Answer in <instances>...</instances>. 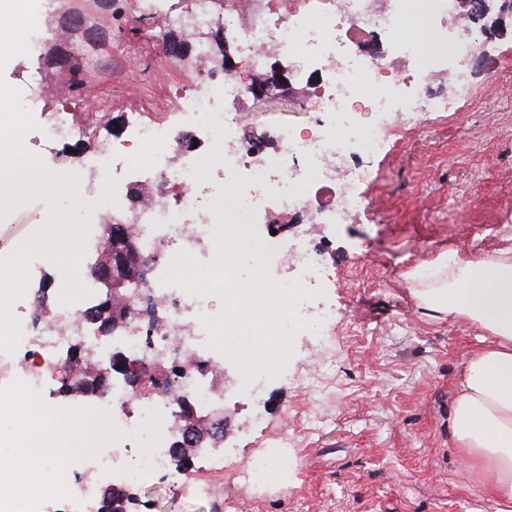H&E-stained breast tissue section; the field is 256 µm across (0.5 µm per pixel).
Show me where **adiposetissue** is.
Instances as JSON below:
<instances>
[{"mask_svg": "<svg viewBox=\"0 0 512 512\" xmlns=\"http://www.w3.org/2000/svg\"><path fill=\"white\" fill-rule=\"evenodd\" d=\"M405 279L422 310L466 321L487 336L457 380L452 427L494 496L512 498V251L441 254Z\"/></svg>", "mask_w": 512, "mask_h": 512, "instance_id": "ef3b65f1", "label": "adipose tissue"}]
</instances>
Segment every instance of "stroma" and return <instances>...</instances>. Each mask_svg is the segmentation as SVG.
Returning <instances> with one entry per match:
<instances>
[{
	"mask_svg": "<svg viewBox=\"0 0 512 512\" xmlns=\"http://www.w3.org/2000/svg\"><path fill=\"white\" fill-rule=\"evenodd\" d=\"M116 66L74 91L70 79L84 67L83 47H45L42 65L53 85L38 111L60 97L76 99L77 122L90 132L70 155L78 163L107 139L129 113L167 119L177 89L198 78L189 42L163 24L126 22L100 12ZM179 43L178 66L161 58V43ZM512 54V26L492 31L467 62L481 111L464 100L428 113L421 125L403 126L371 160L361 186L365 207L348 223L322 227L313 243L326 272L323 299L336 309L327 342L309 333L293 340L281 377L264 390L265 417L226 410L215 439L240 461L287 456L297 470L287 486L245 498L233 485L209 505L162 496L157 486L138 491L153 512H512V500L492 496L461 458L451 428L455 383L465 358L481 346L470 324L421 313L403 274L448 249H512V238L492 229L512 225V78L498 76ZM296 98L280 94L247 100L239 126L253 136L274 120H302ZM57 227L40 202L0 223V255L12 252L41 224ZM287 434L288 447L275 442Z\"/></svg>",
	"mask_w": 512,
	"mask_h": 512,
	"instance_id": "obj_1",
	"label": "stroma"
}]
</instances>
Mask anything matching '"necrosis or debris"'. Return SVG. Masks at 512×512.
<instances>
[{
    "mask_svg": "<svg viewBox=\"0 0 512 512\" xmlns=\"http://www.w3.org/2000/svg\"><path fill=\"white\" fill-rule=\"evenodd\" d=\"M435 0H134L131 18L151 17L182 30L194 46L202 73L176 97L167 120L148 123L128 117L120 135L103 142L79 168L81 188L113 177L115 206H93L90 234L80 264L89 297L65 309V318L29 317V289L14 307L24 335L13 353L0 352V398H13L26 413L11 447L33 448L47 423L58 422L61 405L84 401L80 387L61 390L58 372L80 379L97 373L93 406L112 440L90 455L51 467L42 482L9 481L0 467L13 512H101L105 488L137 490L159 474L181 498L204 503L217 497L215 480L194 475L176 459L189 444L187 413L222 418L225 388L217 383L224 357L207 345L201 316L217 315L211 297H198L160 282L173 258L188 251L201 262L215 256L212 237L220 224H268L296 217L301 224H343L362 207L359 187L368 177L365 159L378 155L392 121H413L440 108L423 95L434 74L448 76L457 96H474L462 68L481 45L476 22L440 18ZM220 29L241 55L248 73H266L280 56L295 62L288 79L309 85L302 103L309 117L298 124L275 123L254 138L240 131L238 105L247 88L232 74L213 68L206 34ZM84 12H69L61 25L35 21L25 27L26 107L44 93L41 67L48 42L77 34L97 36ZM87 125L75 122L67 105L44 114L33 150L55 164L65 147L83 140ZM212 147L210 176H203L196 145ZM151 193L144 206L131 205L130 186ZM136 232L141 275L122 295L129 316L105 324L97 310L105 299L106 274L96 255L106 245L103 217ZM264 267L286 264L279 283L314 289L324 273L307 245L288 247L276 235L245 237ZM148 319H141L144 310ZM167 373L158 387L142 371ZM220 472L241 489L262 492L274 473L257 459L237 464L233 451L211 448Z\"/></svg>",
    "mask_w": 512,
    "mask_h": 512,
    "instance_id": "obj_1",
    "label": "necrosis or debris"
}]
</instances>
